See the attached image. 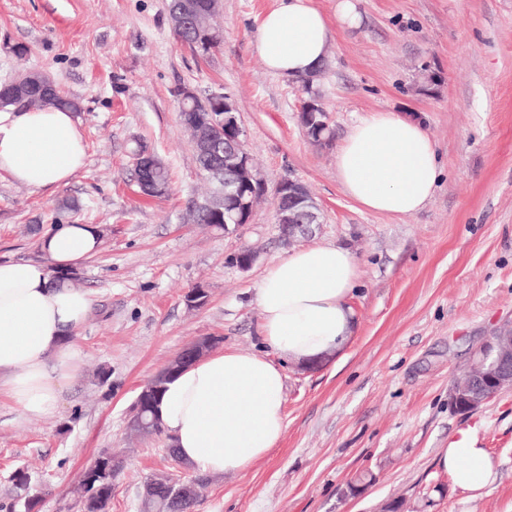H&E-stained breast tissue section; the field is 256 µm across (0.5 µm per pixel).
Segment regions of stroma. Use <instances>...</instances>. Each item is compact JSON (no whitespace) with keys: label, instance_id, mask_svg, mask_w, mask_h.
Returning <instances> with one entry per match:
<instances>
[{"label":"stroma","instance_id":"35a3bbf8","mask_svg":"<svg viewBox=\"0 0 512 512\" xmlns=\"http://www.w3.org/2000/svg\"><path fill=\"white\" fill-rule=\"evenodd\" d=\"M361 22L332 27L317 85L334 130L313 146L298 120L296 80L272 73L255 47L277 0H220L221 44L205 58L177 39L169 0H0V83L46 71L79 100L85 166L71 183L34 192L0 173V259H40V236L100 225L98 252L69 277L94 306L77 333L78 372L48 417L23 418L0 394V502L28 469L40 512H81L78 483L105 448L126 450L111 512H138L146 477L181 479L169 439L127 437L142 382L200 336L217 352L265 353L256 289L290 254L272 198L249 224L223 232L189 223L205 190L173 97L187 84L231 94L267 189L303 183L319 207L296 247L338 245L356 260L347 303L354 331L315 369L282 362L287 429L246 471L210 478L195 512H512V390L469 413L448 387L471 350L512 320V0H356ZM375 112L421 121L443 173L412 216L362 209L336 176V147ZM144 140L165 162L169 194L139 196L131 150ZM79 203L57 218L62 198ZM258 248L243 270L228 261ZM206 291L188 308L185 294ZM475 429L497 465L480 496L438 464L460 430Z\"/></svg>","mask_w":512,"mask_h":512}]
</instances>
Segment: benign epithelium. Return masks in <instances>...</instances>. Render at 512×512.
Instances as JSON below:
<instances>
[{"instance_id":"benign-epithelium-1","label":"benign epithelium","mask_w":512,"mask_h":512,"mask_svg":"<svg viewBox=\"0 0 512 512\" xmlns=\"http://www.w3.org/2000/svg\"><path fill=\"white\" fill-rule=\"evenodd\" d=\"M174 9L177 13L173 19V26L180 27L195 22L186 0H175ZM32 81L41 85L49 96L57 91L51 76L43 70L26 72L16 82V86L23 89ZM218 130L224 132V142L227 143L224 148V168L221 169L215 164L212 173L222 171L232 176V180L224 181V185L232 184L236 191L226 190L224 195L238 198L239 208L247 210L257 195L266 193V185L251 153L246 148L240 112L234 98L228 93L224 94V112L218 116L209 113V117L197 128V137L204 150L210 149L212 138ZM274 204L275 223L278 224L284 244L290 245L298 236L312 232V225L318 220L317 205L309 200V192L304 184L290 178L287 183L276 186ZM217 343L219 338L216 336L200 337L169 359L162 370L167 374H174L186 365L205 357ZM472 359L479 362V387L461 391L452 384L448 388L449 403L459 412L467 413L471 408L480 406L486 401L484 394L489 391L495 395L512 388V335L507 333L502 325L494 328L474 351ZM156 390L153 378L141 385L133 415L128 422V427L136 434L144 427L141 407ZM111 460L117 462L123 460V457L116 450H103L85 471H95Z\"/></svg>"}]
</instances>
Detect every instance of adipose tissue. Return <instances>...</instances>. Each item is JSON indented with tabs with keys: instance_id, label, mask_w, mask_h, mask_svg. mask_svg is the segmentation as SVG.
Returning a JSON list of instances; mask_svg holds the SVG:
<instances>
[{
	"instance_id": "adipose-tissue-1",
	"label": "adipose tissue",
	"mask_w": 512,
	"mask_h": 512,
	"mask_svg": "<svg viewBox=\"0 0 512 512\" xmlns=\"http://www.w3.org/2000/svg\"><path fill=\"white\" fill-rule=\"evenodd\" d=\"M330 20L311 0H279L256 33L266 67L296 79L318 71L331 37ZM75 113L53 106L0 111V171L33 191L70 183L86 161ZM344 193L364 210L390 216L420 212L441 176L423 124L378 112L354 124L336 151ZM92 224H61L41 236V260H0V388L20 415L50 416L76 376L75 337L93 310L64 275L101 245ZM357 279L353 255L336 245L293 251L267 269L255 300L264 343L308 366L340 350L352 334L346 305ZM285 376L265 355L228 350L206 356L167 383L157 407L179 458L214 477L237 474L266 456L286 430ZM453 484L480 493L496 467L476 434L460 431L439 454Z\"/></svg>"
}]
</instances>
